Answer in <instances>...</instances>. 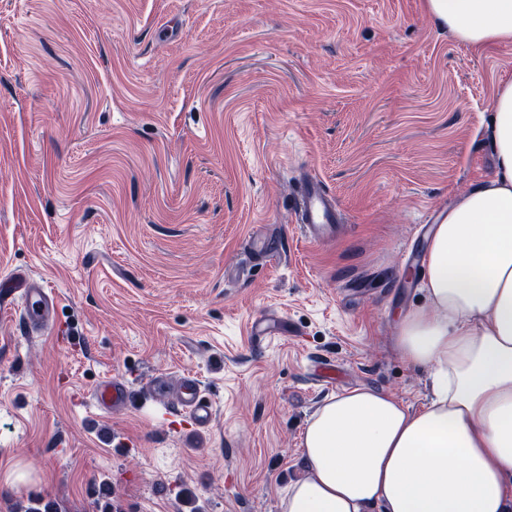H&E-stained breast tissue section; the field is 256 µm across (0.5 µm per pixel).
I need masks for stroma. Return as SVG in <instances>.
<instances>
[{
  "instance_id": "1",
  "label": "stroma",
  "mask_w": 512,
  "mask_h": 512,
  "mask_svg": "<svg viewBox=\"0 0 512 512\" xmlns=\"http://www.w3.org/2000/svg\"><path fill=\"white\" fill-rule=\"evenodd\" d=\"M506 81L512 42L472 48L424 0H0V279L57 300L37 336L0 311V512H278L327 396L421 406L398 318L436 216L495 170ZM306 171L334 242L294 221ZM271 315L292 333L257 340ZM186 371L207 429L149 390ZM113 376L136 399L104 414ZM91 397L93 406L100 412H118L127 407L131 389L125 380L112 377L97 385Z\"/></svg>"
}]
</instances>
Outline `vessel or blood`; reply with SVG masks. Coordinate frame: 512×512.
I'll list each match as a JSON object with an SVG mask.
<instances>
[{"label": "vessel or blood", "mask_w": 512, "mask_h": 512, "mask_svg": "<svg viewBox=\"0 0 512 512\" xmlns=\"http://www.w3.org/2000/svg\"><path fill=\"white\" fill-rule=\"evenodd\" d=\"M293 211L296 223L313 242L333 239L337 225L342 222L334 200L314 177L301 182L293 200ZM16 297L22 300L20 322L25 335H37L52 324L56 299L41 282L15 275L9 285L0 288V300L6 302ZM150 389L161 401L166 400L168 393H175L179 412L187 414L196 427L207 428L212 424L214 406L203 395L201 382L193 373H182L174 384L168 377H155ZM91 397L100 412H118L127 407L131 389L125 380L115 377L97 385Z\"/></svg>", "instance_id": "1"}]
</instances>
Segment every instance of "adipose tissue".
Returning <instances> with one entry per match:
<instances>
[{"instance_id": "ef3b65f1", "label": "adipose tissue", "mask_w": 512, "mask_h": 512, "mask_svg": "<svg viewBox=\"0 0 512 512\" xmlns=\"http://www.w3.org/2000/svg\"><path fill=\"white\" fill-rule=\"evenodd\" d=\"M456 38L512 41V0H426ZM496 172L428 235L423 306L397 351L427 372L418 408L369 387L327 397L307 421L304 476L279 512H512V83L492 100Z\"/></svg>"}]
</instances>
